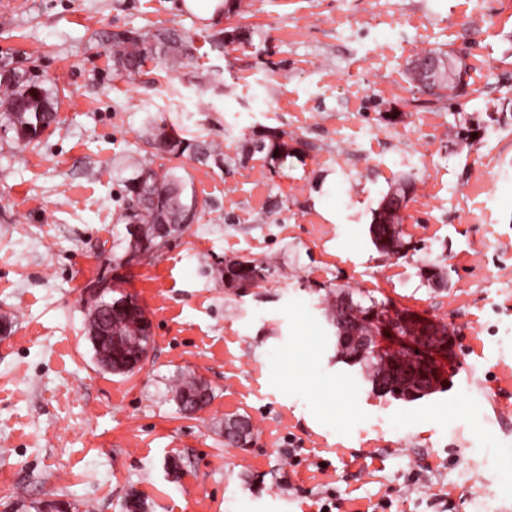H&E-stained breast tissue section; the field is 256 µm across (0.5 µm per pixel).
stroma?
<instances>
[{
  "label": "stroma",
  "mask_w": 512,
  "mask_h": 512,
  "mask_svg": "<svg viewBox=\"0 0 512 512\" xmlns=\"http://www.w3.org/2000/svg\"><path fill=\"white\" fill-rule=\"evenodd\" d=\"M179 3L0 0V69L34 70L58 113L30 145L0 133V512L49 493L79 512H121L131 493L147 512H512V249H478L512 240V0H240L209 23ZM229 23L252 47L213 46ZM160 29L191 36L192 57L115 69L114 33ZM435 48L470 68L457 97L407 77ZM162 121L216 151L175 160L200 218L118 267L124 181L154 162ZM269 129L288 158L233 164L242 133ZM402 179L415 248L399 258L368 227ZM242 256L272 266L243 293L224 282ZM432 266L447 288L422 281ZM102 277L152 322L138 372L94 356ZM336 287L443 322L460 357L448 390L374 397L336 357ZM188 375L214 393L195 417L172 399ZM234 414L249 447L224 444Z\"/></svg>",
  "instance_id": "stroma-1"
}]
</instances>
